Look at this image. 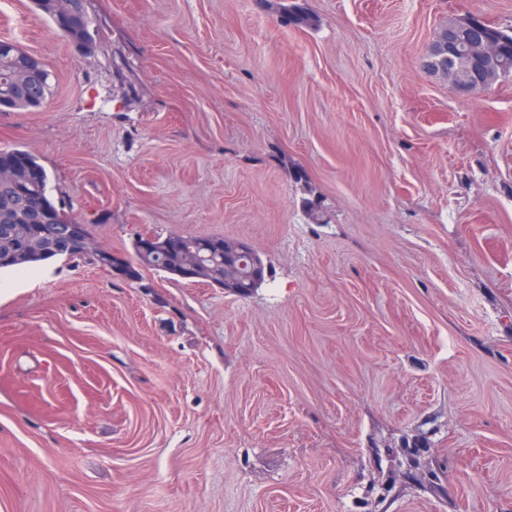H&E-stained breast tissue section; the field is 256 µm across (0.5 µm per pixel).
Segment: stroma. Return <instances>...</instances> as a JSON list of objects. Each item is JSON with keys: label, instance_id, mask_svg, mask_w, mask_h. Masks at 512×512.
<instances>
[{"label": "stroma", "instance_id": "35a3bbf8", "mask_svg": "<svg viewBox=\"0 0 512 512\" xmlns=\"http://www.w3.org/2000/svg\"><path fill=\"white\" fill-rule=\"evenodd\" d=\"M31 0L55 94L0 149L103 247L233 237L246 297L87 259L0 273V512H512V76L423 61L512 0ZM286 2V4H281L280 9L290 23L306 27L314 24V16L306 10L302 3H299L298 0H286Z\"/></svg>", "mask_w": 512, "mask_h": 512}]
</instances>
